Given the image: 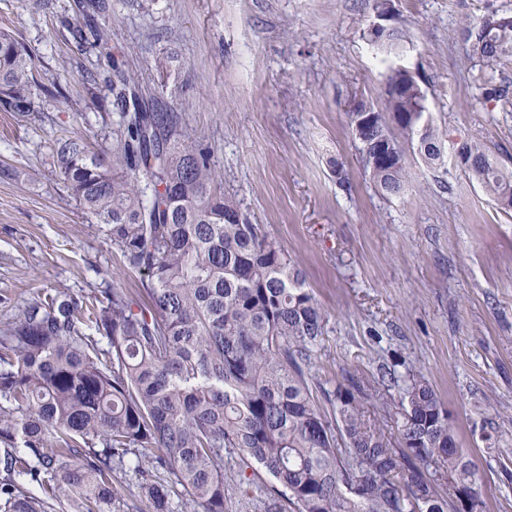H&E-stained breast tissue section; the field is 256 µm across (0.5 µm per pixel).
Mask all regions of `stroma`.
Listing matches in <instances>:
<instances>
[{
    "instance_id": "1",
    "label": "stroma",
    "mask_w": 512,
    "mask_h": 512,
    "mask_svg": "<svg viewBox=\"0 0 512 512\" xmlns=\"http://www.w3.org/2000/svg\"><path fill=\"white\" fill-rule=\"evenodd\" d=\"M78 0H0V32L32 52L44 120L0 111V323L40 292L115 285L137 292L99 221L50 164L57 138L99 144L109 58L69 30ZM399 55L362 32L372 0H112L102 23L128 67L180 112L221 175L219 191L298 264L326 313L315 376L355 379L370 396L380 366L420 372L453 415L483 478L485 512H512V211L454 162L407 150V189L387 198L365 171L346 114L379 102L387 68L410 70L447 154L478 139L512 167V65L465 58L463 20L512 14V0H396Z\"/></svg>"
}]
</instances>
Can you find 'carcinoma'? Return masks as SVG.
I'll use <instances>...</instances> for the list:
<instances>
[{
  "instance_id": "carcinoma-1",
  "label": "carcinoma",
  "mask_w": 512,
  "mask_h": 512,
  "mask_svg": "<svg viewBox=\"0 0 512 512\" xmlns=\"http://www.w3.org/2000/svg\"><path fill=\"white\" fill-rule=\"evenodd\" d=\"M111 11L112 0L79 3V46L122 53L97 23ZM460 37L469 61L512 58V31L467 20ZM33 69L34 57L0 32L1 111L42 116ZM107 84L111 147L61 138L51 164L145 279L136 296L40 294L0 328V512H114V480L141 449L153 451L132 467L144 512H177V500L224 512V482L248 492L252 461L277 483L263 512H453L457 492L481 478L430 381L382 374L402 408L397 446L354 384L322 391L326 413L311 386L326 315L296 263L215 191L209 148L117 57ZM385 85L377 124L358 130L357 112L347 123L362 158L383 140L389 164L364 167L398 197L405 146L431 167L445 146L405 67ZM456 151V166L512 210V169L479 141ZM226 453L241 461L228 475Z\"/></svg>"
}]
</instances>
